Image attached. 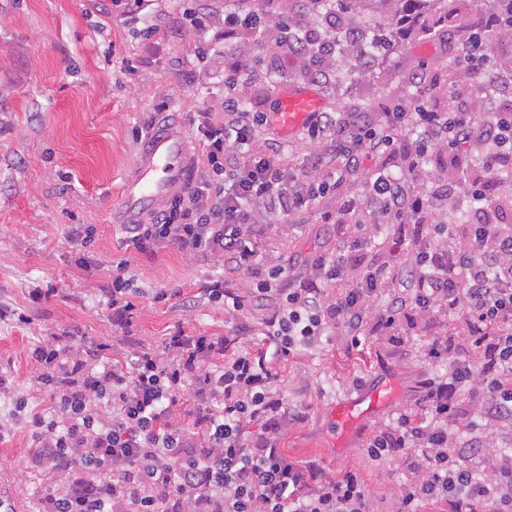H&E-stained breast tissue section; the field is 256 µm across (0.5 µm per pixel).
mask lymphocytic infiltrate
Wrapping results in <instances>:
<instances>
[{
  "instance_id": "1",
  "label": "lymphocytic infiltrate",
  "mask_w": 512,
  "mask_h": 512,
  "mask_svg": "<svg viewBox=\"0 0 512 512\" xmlns=\"http://www.w3.org/2000/svg\"><path fill=\"white\" fill-rule=\"evenodd\" d=\"M284 46L311 55L315 77L327 78L336 40L292 28ZM236 87V73L225 74L223 124L198 128L206 168L195 170L185 190L147 223L124 224L120 232L136 251L171 245L212 265L208 300L228 314L247 304L265 311L272 350L234 351L220 337L181 334L164 352L117 356L102 342L37 337L28 356L48 405L20 416L27 397L0 370V400L9 407L0 417V440L17 425L27 428V466L48 481L38 512H371L357 473L319 477L282 454L277 430L285 402L270 386L268 362L316 348L338 326L358 345L369 335L395 336L408 314L427 320L441 311L463 316L467 352L428 383L425 415H400L367 450L384 457L409 450L417 458L397 512H421L432 500L447 502L449 512H512V451L498 442L512 438V223L486 196L494 175L512 170V113L450 116L420 107L387 113L376 127L321 112L306 135L337 144L318 157L314 175L302 176L282 163L277 140L257 142L268 119L242 103ZM403 137L410 161L397 176L375 160ZM433 147L447 149L452 160L463 148L478 157L465 233L451 228L459 204L450 185L424 169ZM369 161L375 167L365 194L321 214L342 234L341 249L311 254L297 275L260 263L258 237L293 231L303 211ZM375 214L411 215L420 232L403 261L364 269L361 229ZM127 267V260L116 262L104 292L112 324L123 330L136 311ZM233 273L248 276V297L228 288ZM380 297L385 303L373 311ZM186 396L193 411L184 419L178 405Z\"/></svg>"
}]
</instances>
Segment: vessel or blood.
Instances as JSON below:
<instances>
[{
    "mask_svg": "<svg viewBox=\"0 0 512 512\" xmlns=\"http://www.w3.org/2000/svg\"><path fill=\"white\" fill-rule=\"evenodd\" d=\"M321 106L318 95L294 87L277 96L273 120L282 131L291 133L310 124ZM189 161L190 145L178 125L154 123L137 151L133 173L113 211V222L141 223L161 201L182 191L189 177ZM392 398L388 384L358 388L333 406L332 417L338 429L352 434L360 423L386 409Z\"/></svg>",
    "mask_w": 512,
    "mask_h": 512,
    "instance_id": "b4317fda",
    "label": "vessel or blood"
}]
</instances>
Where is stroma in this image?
<instances>
[{"instance_id":"35a3bbf8","label":"stroma","mask_w":512,"mask_h":512,"mask_svg":"<svg viewBox=\"0 0 512 512\" xmlns=\"http://www.w3.org/2000/svg\"><path fill=\"white\" fill-rule=\"evenodd\" d=\"M241 0H0V305L30 315L32 324L0 321V364L9 367L21 388L30 386L33 366L27 356L33 338L58 336L108 341L114 352H160L168 337L183 333L220 336L254 351L269 344L264 313L236 316L217 305L182 307L183 297L203 288L209 268L176 247L143 252L126 249L115 233L112 212L121 186L132 172L139 135L157 121L179 123L191 144L192 166H203L206 151L192 122L207 113L224 121V70L246 49L237 96L258 112H272L277 93L292 84L313 87L327 112L354 113L379 124L386 113L423 106L435 112L473 111L480 94L476 76L458 56L463 44L460 10L438 35L414 29L398 33L397 49L376 51L368 66L352 53L337 54L326 82L312 80L308 59L276 47L269 33L250 30L228 40L225 14ZM273 18L295 27L337 36L305 0H271ZM206 14L202 30L185 29L183 11ZM260 137L282 142V162L302 171L313 154L328 152L330 139L309 140L303 132L263 127ZM301 230L283 238L267 234L262 256L301 267L315 251L332 252L341 238L323 224L318 211L301 215ZM67 224L94 229L90 267H81L77 248L68 244ZM128 259L140 313L129 331L113 328L103 290L112 263ZM54 285L58 293L30 304L28 293ZM170 299L157 303L153 295ZM452 340L451 355L467 348V326L458 315L436 314L429 321L404 319L399 340L369 337L363 348L349 349L345 336L323 337L313 350L279 358L273 387L288 399L300 419L283 422L278 446L289 461L317 471L358 473L368 487L373 512H393L414 457L398 452L375 458L366 451L373 435L393 425L398 414L418 412L429 379L443 375L447 363L426 355L431 338ZM393 376L398 391L391 406L364 422L357 434L337 441L330 408L350 391ZM28 434L16 428L0 441V473L11 477L13 491L28 512L43 494V475L28 468Z\"/></svg>"}]
</instances>
